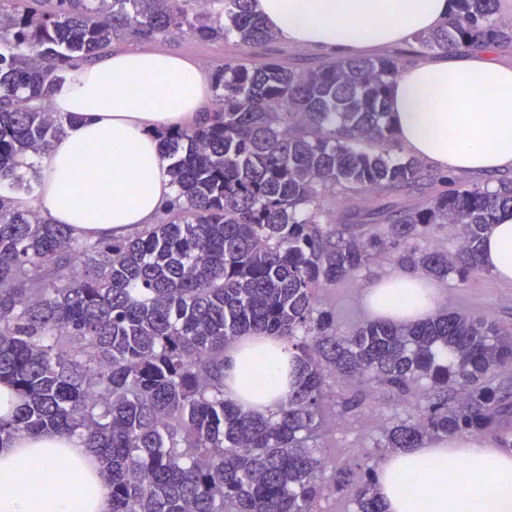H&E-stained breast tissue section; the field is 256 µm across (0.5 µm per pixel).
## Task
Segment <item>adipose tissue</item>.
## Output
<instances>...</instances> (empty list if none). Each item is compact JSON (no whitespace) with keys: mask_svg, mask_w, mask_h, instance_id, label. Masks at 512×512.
Returning <instances> with one entry per match:
<instances>
[{"mask_svg":"<svg viewBox=\"0 0 512 512\" xmlns=\"http://www.w3.org/2000/svg\"><path fill=\"white\" fill-rule=\"evenodd\" d=\"M253 10L288 41L358 55L401 43L446 22L450 0H252ZM491 49L451 52L407 64L389 92L390 120L410 154L433 170L478 174L496 186L512 174V64ZM212 98L196 61L128 49L73 68L52 103L76 123L41 159L39 207L75 233L125 236L156 223L173 193L157 131L202 120ZM484 267L512 281V212L487 232ZM371 315L416 322L437 309L438 288L400 272L362 293ZM259 368L251 391L242 373ZM297 379L286 340L246 336L224 354V394L243 410H277ZM87 485V498L51 492L62 479ZM385 512H512V453L481 439L441 437L390 457L377 478ZM472 485L463 493V485ZM110 490L78 437L41 433L0 446V512H111Z\"/></svg>","mask_w":512,"mask_h":512,"instance_id":"ef3b65f1","label":"adipose tissue"}]
</instances>
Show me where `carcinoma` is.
Masks as SVG:
<instances>
[{
  "mask_svg": "<svg viewBox=\"0 0 512 512\" xmlns=\"http://www.w3.org/2000/svg\"><path fill=\"white\" fill-rule=\"evenodd\" d=\"M450 2V21L414 35L408 52L298 67L263 52L278 36L251 0H0V185L18 193L40 186L29 159L75 120L49 110L58 87L113 40L232 41L252 57L214 70L218 104L204 120L158 134L176 195L144 231L81 236L0 195V383L19 398L0 444L80 437L112 512H317L329 467L354 512H383L375 467L357 479L311 445L335 373L427 392L379 448L486 432L511 450L512 382L496 381L512 369L511 330L443 310L342 335L316 297L441 225L458 231L455 261L437 247L398 261L463 280L483 271L482 239L512 210V184L467 185L393 156L388 92L410 55L512 47L497 0ZM424 185L435 191L423 200L381 202ZM329 193L363 201L347 219L370 230L333 226ZM250 335L296 351L297 385L268 415L224 395V351Z\"/></svg>",
  "mask_w": 512,
  "mask_h": 512,
  "instance_id": "1",
  "label": "carcinoma"
}]
</instances>
